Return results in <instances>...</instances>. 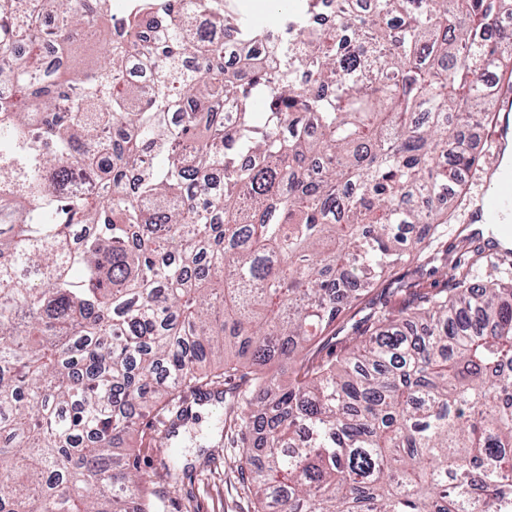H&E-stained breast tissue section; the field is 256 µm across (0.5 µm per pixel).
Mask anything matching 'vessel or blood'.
Here are the masks:
<instances>
[{
  "instance_id": "1",
  "label": "vessel or blood",
  "mask_w": 512,
  "mask_h": 512,
  "mask_svg": "<svg viewBox=\"0 0 512 512\" xmlns=\"http://www.w3.org/2000/svg\"><path fill=\"white\" fill-rule=\"evenodd\" d=\"M501 143H493L487 152L484 171L485 187L468 204V219L472 222L499 225L512 239V167L502 164Z\"/></svg>"
}]
</instances>
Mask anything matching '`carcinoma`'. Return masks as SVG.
Returning a JSON list of instances; mask_svg holds the SVG:
<instances>
[{"label":"carcinoma","instance_id":"obj_1","mask_svg":"<svg viewBox=\"0 0 512 512\" xmlns=\"http://www.w3.org/2000/svg\"><path fill=\"white\" fill-rule=\"evenodd\" d=\"M115 2L0 0V512H160L115 449L224 376L256 512H512L511 276L307 356L448 223L512 0Z\"/></svg>","mask_w":512,"mask_h":512}]
</instances>
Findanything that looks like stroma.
Wrapping results in <instances>:
<instances>
[{"mask_svg":"<svg viewBox=\"0 0 512 512\" xmlns=\"http://www.w3.org/2000/svg\"><path fill=\"white\" fill-rule=\"evenodd\" d=\"M392 275V280L384 281L370 299L344 313L341 329L329 339L328 349L338 351L350 344L348 328L368 313L371 302L386 303L397 311L418 295L436 293L448 286L442 261L433 259L431 253L403 258ZM222 418L219 412L199 413L179 429L176 453L188 464L189 475L178 485H171L159 466L167 448L152 443L136 447L140 469L162 500L164 512H253V498L240 473L237 435L234 429L222 427Z\"/></svg>","mask_w":512,"mask_h":512,"instance_id":"35a3bbf8","label":"stroma"}]
</instances>
